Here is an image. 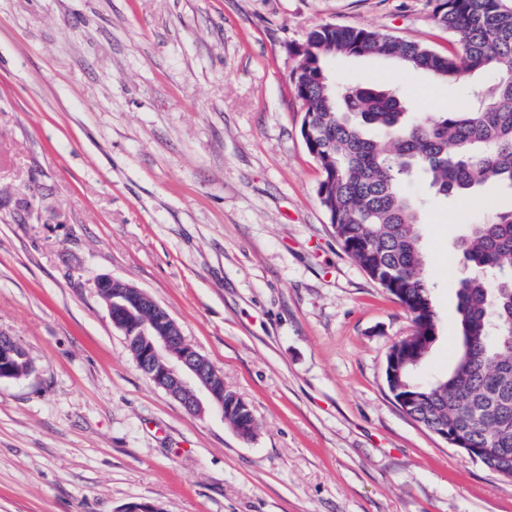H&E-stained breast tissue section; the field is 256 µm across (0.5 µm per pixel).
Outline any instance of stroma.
I'll return each mask as SVG.
<instances>
[{"instance_id":"35a3bbf8","label":"stroma","mask_w":512,"mask_h":512,"mask_svg":"<svg viewBox=\"0 0 512 512\" xmlns=\"http://www.w3.org/2000/svg\"><path fill=\"white\" fill-rule=\"evenodd\" d=\"M429 0H0V335L34 364L0 381V512H512V481L460 455L385 381L407 311L343 251L290 79L324 24L445 52ZM338 82L461 94L384 58ZM470 208L431 204L438 337L457 348ZM150 294L258 423L188 413L139 370L97 288Z\"/></svg>"}]
</instances>
